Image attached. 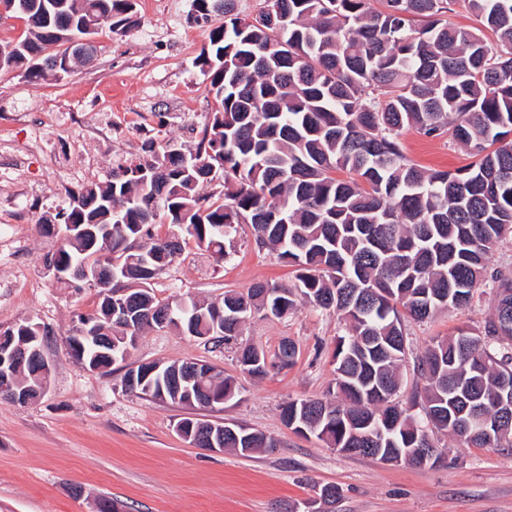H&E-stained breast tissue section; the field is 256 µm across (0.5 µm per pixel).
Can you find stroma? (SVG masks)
<instances>
[{
	"label": "stroma",
	"instance_id": "35a3bbf8",
	"mask_svg": "<svg viewBox=\"0 0 512 512\" xmlns=\"http://www.w3.org/2000/svg\"><path fill=\"white\" fill-rule=\"evenodd\" d=\"M209 30L194 20L192 0H135L130 27L99 34L98 55L69 75L33 82L0 69V159L7 162L0 168V330L39 323L51 367L34 403L0 400V512H95L104 499L122 512H305L327 485L342 491L335 512H512V447L469 448L442 435L438 464H390L338 452L284 425V403L327 397L344 332L336 313L305 300L282 318L253 313L237 340L220 348L153 328L111 371L87 370L72 357L74 320L93 312L99 295L59 287L47 275L46 257L60 240L43 222L67 206L69 191L107 183L121 160L145 161L147 144L196 147L216 106L195 66ZM402 146L424 170L452 172L471 161L445 137L410 130ZM296 275L242 224L226 259L188 244L152 287L162 300L218 302L257 282L292 285ZM491 309L481 290L466 307L426 322L405 319L401 403L424 385L418 357L459 329L482 330ZM285 340L297 348L292 367L269 368L260 378L242 372L240 347L271 356ZM186 359L234 376L240 393L222 418L275 437L277 448L243 456L192 446L176 432L181 418L195 414L191 408L121 389L125 368Z\"/></svg>",
	"mask_w": 512,
	"mask_h": 512
}]
</instances>
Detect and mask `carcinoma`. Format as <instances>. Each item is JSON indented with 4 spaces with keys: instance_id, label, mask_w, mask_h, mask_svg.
Segmentation results:
<instances>
[{
    "instance_id": "cac0c4a2",
    "label": "carcinoma",
    "mask_w": 512,
    "mask_h": 512,
    "mask_svg": "<svg viewBox=\"0 0 512 512\" xmlns=\"http://www.w3.org/2000/svg\"><path fill=\"white\" fill-rule=\"evenodd\" d=\"M27 34L0 44V69L38 81L65 75L55 68L90 61L87 38L131 24L132 0H13ZM195 19L213 23L196 64L218 108L195 150L167 144L153 158L104 186L69 193L62 224L108 230L110 240L87 250L76 237L46 259L54 281L72 262L112 276L118 307L168 310L183 331L219 345L239 335L255 311L284 317L299 295L345 321L337 337L334 399H294L281 411L286 426L329 448L376 457V451L432 448L443 431L467 446L498 448L512 438V278L488 274L497 245L512 236V0H264L251 19L236 0H193ZM461 3L480 23L460 26L448 15ZM496 35L490 45L483 36ZM412 129L446 133L477 161L448 171H424L405 156L401 136ZM220 171L219 198L200 193L205 170ZM347 178L336 177V172ZM156 224L176 232L157 238ZM253 229L257 245L272 246L297 267L292 288L255 283L228 292L222 303L159 301L151 280L184 253L189 241L216 259L237 225ZM495 293L494 316L480 333L460 331L426 350L418 370L420 400L397 401L406 356L401 312L417 321L441 308L470 304L478 288ZM100 312L96 335L68 337L73 357L105 369L125 360L127 323ZM0 353L42 336L36 322L0 332ZM250 346L243 370L261 377ZM293 341L280 345L275 365L294 364ZM184 363L161 366L153 387L122 390L188 407L215 408L238 393L221 373L176 392ZM36 368H14L16 385H36ZM420 406L423 415L412 412ZM223 447L243 455L274 448L273 438L234 423H212Z\"/></svg>"
}]
</instances>
